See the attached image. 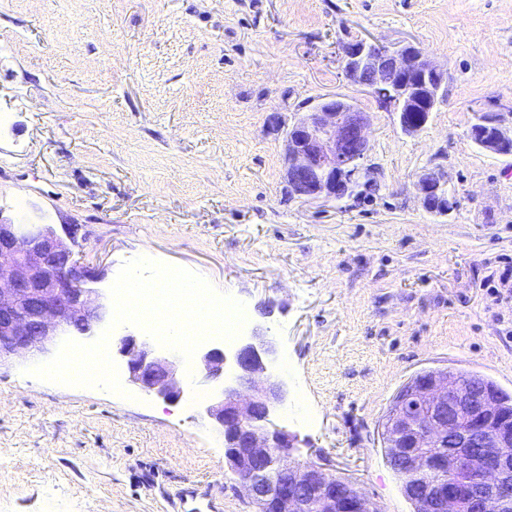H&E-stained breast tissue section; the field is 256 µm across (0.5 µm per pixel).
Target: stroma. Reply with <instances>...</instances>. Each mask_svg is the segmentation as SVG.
<instances>
[{
  "label": "stroma",
  "instance_id": "35a3bbf8",
  "mask_svg": "<svg viewBox=\"0 0 512 512\" xmlns=\"http://www.w3.org/2000/svg\"><path fill=\"white\" fill-rule=\"evenodd\" d=\"M357 38L413 44L447 70L425 126L343 73ZM337 95L370 115L380 185L334 201L282 198L284 136ZM512 121V0H0V210L75 224L111 288L144 257L189 270L266 330L288 399L275 421L299 463L348 480L379 512H413L380 434L424 370L472 371L512 394V156L470 127ZM454 207L417 190L433 168ZM0 366V512H167L198 486L254 512L207 416L217 387L177 359L169 403L125 385L67 386ZM417 187L425 207L431 212L446 214L455 203L448 190L447 175L441 169L424 173L419 178Z\"/></svg>",
  "mask_w": 512,
  "mask_h": 512
}]
</instances>
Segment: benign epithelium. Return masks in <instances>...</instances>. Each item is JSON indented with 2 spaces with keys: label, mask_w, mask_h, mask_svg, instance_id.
Wrapping results in <instances>:
<instances>
[{
  "label": "benign epithelium",
  "mask_w": 512,
  "mask_h": 512,
  "mask_svg": "<svg viewBox=\"0 0 512 512\" xmlns=\"http://www.w3.org/2000/svg\"><path fill=\"white\" fill-rule=\"evenodd\" d=\"M346 78L397 106L401 92L426 76L444 83L447 72L412 45L394 50L374 39L348 43L342 58ZM369 113L340 96L299 117L285 134V192L290 199L339 201L359 182L377 185L366 164ZM484 150L512 152V126L500 114L485 113L471 131ZM425 207L446 214L454 205L448 178L432 169L418 180ZM77 229L58 233L52 224H21L0 212V366L23 353L48 354L62 336H91L112 314L101 288L100 271L76 250ZM116 353L125 360L128 382L170 403L183 389L174 361L145 338L126 334ZM278 354L275 341L254 330L232 352L212 347L201 354L202 382L222 387L207 408L224 430L225 461L238 476L256 512H373L372 503L351 484L327 477L314 462L292 460L297 436L274 422L288 395L285 383L269 373ZM426 411L395 412L387 447L409 475L403 485L415 499V512H482L490 502H512V423L498 415L487 390L476 395L446 374H433L410 390ZM426 448H446L433 456ZM453 459L457 476L439 481L426 476Z\"/></svg>",
  "instance_id": "7a95c632"
}]
</instances>
